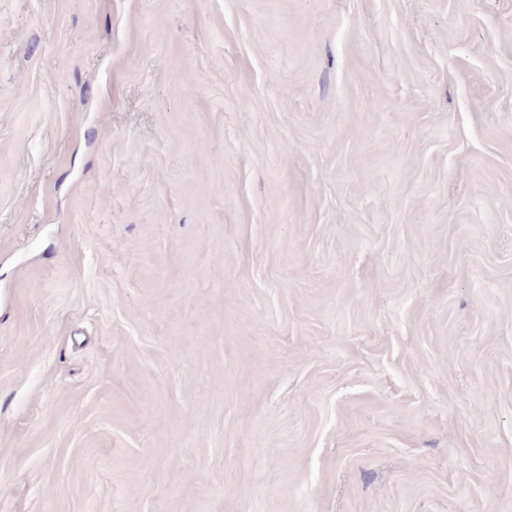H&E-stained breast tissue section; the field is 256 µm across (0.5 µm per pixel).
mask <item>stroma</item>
<instances>
[{
	"label": "stroma",
	"mask_w": 512,
	"mask_h": 512,
	"mask_svg": "<svg viewBox=\"0 0 512 512\" xmlns=\"http://www.w3.org/2000/svg\"><path fill=\"white\" fill-rule=\"evenodd\" d=\"M0 512H512V0H0Z\"/></svg>",
	"instance_id": "stroma-1"
}]
</instances>
